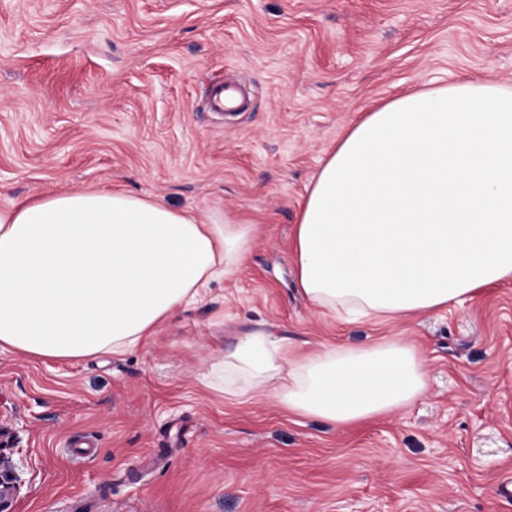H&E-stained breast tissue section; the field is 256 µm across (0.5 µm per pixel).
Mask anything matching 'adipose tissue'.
Segmentation results:
<instances>
[{"label":"adipose tissue","mask_w":512,"mask_h":512,"mask_svg":"<svg viewBox=\"0 0 512 512\" xmlns=\"http://www.w3.org/2000/svg\"><path fill=\"white\" fill-rule=\"evenodd\" d=\"M255 223L84 190L0 209V345L41 358L123 354L214 281L237 275ZM314 308L379 324L512 282V91L470 78L405 91L349 126L292 238ZM239 394L339 428L412 406L426 362L401 336L294 355L270 335L224 360Z\"/></svg>","instance_id":"1"}]
</instances>
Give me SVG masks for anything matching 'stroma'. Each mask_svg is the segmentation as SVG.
<instances>
[{
	"label": "stroma",
	"instance_id": "1",
	"mask_svg": "<svg viewBox=\"0 0 512 512\" xmlns=\"http://www.w3.org/2000/svg\"><path fill=\"white\" fill-rule=\"evenodd\" d=\"M470 77L512 90V0H0V208L123 189L258 225L238 274L142 347L0 348L14 512H512L495 495L512 475V284L346 323L299 295L289 249L352 121ZM232 79L248 109L209 111ZM260 332L299 355L406 337L429 390L344 429L227 394L214 366Z\"/></svg>",
	"mask_w": 512,
	"mask_h": 512
}]
</instances>
